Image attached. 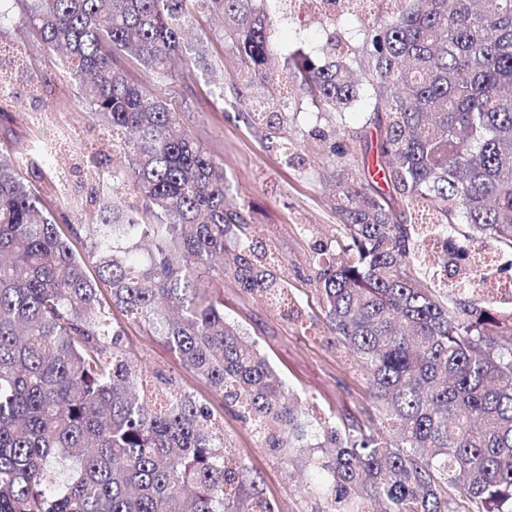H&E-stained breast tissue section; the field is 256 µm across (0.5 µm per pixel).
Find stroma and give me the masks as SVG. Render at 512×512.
<instances>
[{"instance_id":"stroma-1","label":"stroma","mask_w":512,"mask_h":512,"mask_svg":"<svg viewBox=\"0 0 512 512\" xmlns=\"http://www.w3.org/2000/svg\"><path fill=\"white\" fill-rule=\"evenodd\" d=\"M0 12L6 15L9 32L0 40V51L13 63L6 75L13 96L0 100V149L19 151L37 137L52 143L58 151V170L35 165L23 167L22 174L56 218H73L82 202L79 188L86 175L112 166L111 134L85 112L58 56L45 50L37 37L24 34V22L12 0H0ZM189 25L190 37L207 47L213 71L179 70L161 94L195 139L223 163L229 199L244 209L254 245L282 257L290 302L298 310L294 316L282 313L228 278L222 286L224 314L258 342L278 375L313 407L315 416L366 422L371 409L368 385L358 361L348 356L324 324L313 255L315 244L330 241L339 229L335 183L341 161L331 154L330 146L360 130L372 90L363 86L359 100L343 115L319 111L310 99L292 92L284 129L300 142L303 161L286 164L265 129L242 119L243 113L252 111L256 92L238 87L240 60L220 20L198 7L191 11ZM272 29L274 50L281 59L298 50L321 53L333 34L357 48L363 42L361 17L347 13L332 23L307 8L286 11L273 17ZM216 77L224 81L223 93L214 89ZM125 333L146 368L173 375L181 387L214 407L225 434L242 452L278 512H322L324 500L317 488L298 486L299 478L309 472L305 462L285 468L278 455L237 418L233 407L221 406L219 398L162 342L143 336L134 324L126 325Z\"/></svg>"}]
</instances>
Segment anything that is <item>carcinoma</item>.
<instances>
[{
  "label": "carcinoma",
  "mask_w": 512,
  "mask_h": 512,
  "mask_svg": "<svg viewBox=\"0 0 512 512\" xmlns=\"http://www.w3.org/2000/svg\"><path fill=\"white\" fill-rule=\"evenodd\" d=\"M332 1L375 5L363 27L373 104L352 144L330 147L359 170L338 174L340 232L318 252V291L388 435L312 422L224 318L203 274L286 307L282 259L248 241L224 167L122 65L165 83L176 63L206 61L184 38L201 4L224 17L240 81L262 87L279 0H14L112 131L113 157L90 184L94 210L65 234L20 174L54 164L52 148L0 152V512H277L212 407L126 347L115 307L283 465L318 449L325 512H455L451 490L462 512H512V311L442 287L451 249L512 255V0ZM327 43L322 59L290 57L285 84L341 114L359 99L358 60L339 35ZM248 123L276 134L281 112L262 95ZM85 228L93 274L69 239Z\"/></svg>",
  "instance_id": "1"
}]
</instances>
